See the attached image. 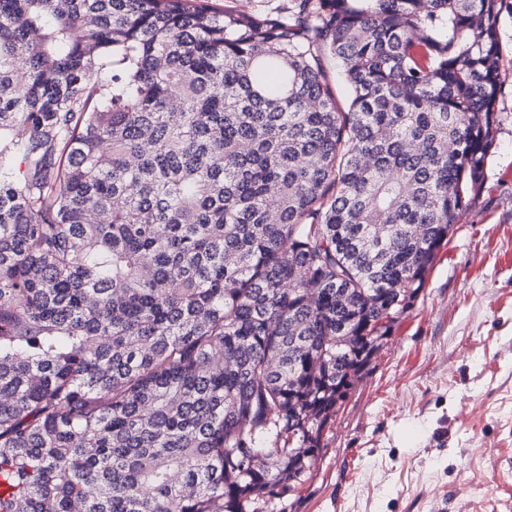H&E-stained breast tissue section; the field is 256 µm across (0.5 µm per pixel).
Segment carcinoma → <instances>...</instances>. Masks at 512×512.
Returning a JSON list of instances; mask_svg holds the SVG:
<instances>
[{"instance_id":"cac0c4a2","label":"carcinoma","mask_w":512,"mask_h":512,"mask_svg":"<svg viewBox=\"0 0 512 512\" xmlns=\"http://www.w3.org/2000/svg\"><path fill=\"white\" fill-rule=\"evenodd\" d=\"M503 6L0 0V512L305 481L479 192ZM219 9L224 6L256 15L279 16L288 14L289 0H209Z\"/></svg>"}]
</instances>
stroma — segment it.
<instances>
[{"label": "stroma", "mask_w": 512, "mask_h": 512, "mask_svg": "<svg viewBox=\"0 0 512 512\" xmlns=\"http://www.w3.org/2000/svg\"><path fill=\"white\" fill-rule=\"evenodd\" d=\"M499 126L413 307L327 423L310 477L261 512H512V10Z\"/></svg>", "instance_id": "stroma-1"}]
</instances>
